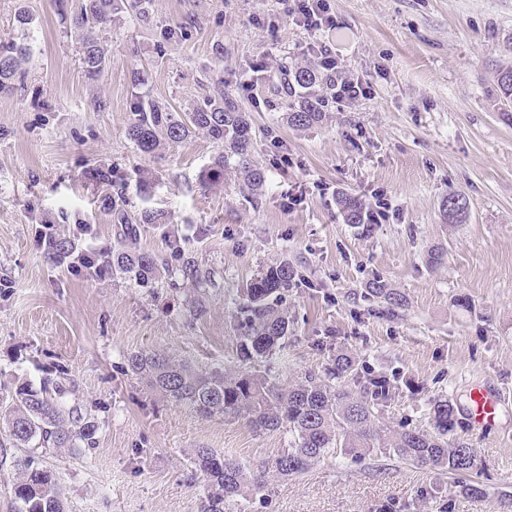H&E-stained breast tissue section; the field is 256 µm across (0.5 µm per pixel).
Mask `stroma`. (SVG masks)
Instances as JSON below:
<instances>
[{
	"label": "stroma",
	"mask_w": 512,
	"mask_h": 512,
	"mask_svg": "<svg viewBox=\"0 0 512 512\" xmlns=\"http://www.w3.org/2000/svg\"><path fill=\"white\" fill-rule=\"evenodd\" d=\"M78 4L68 0L61 16L52 0H0V36L33 47L23 84L0 93V399L19 380L59 376L69 406L96 419V446L83 456L34 452L69 512H198L205 491L194 449L254 466L286 447V434L156 398L127 362L163 350L240 367V289L282 259L298 273L286 300L293 333L257 370L285 382L321 376L337 350L351 351L363 368L397 376L385 419L421 428L433 399L465 406L476 381L509 403L493 429L454 433L483 463L481 496L449 497L451 476L392 455L332 456L240 501V512H377L387 503L395 512L446 503L493 512L512 495V104L495 81L512 68V0H330L336 26L314 33L295 24L286 0H148L145 15L120 13L103 31L108 65L95 81L78 59ZM20 9L28 25L16 22ZM318 43L370 91L339 100L318 82L327 118L296 129L284 119L280 68L315 63ZM136 71L144 85L133 84ZM218 84L252 114L259 194L230 168L221 187L201 182L218 153L203 134L155 157L125 135L135 97L183 112ZM100 166L111 182L93 178ZM299 184L300 204L285 209L283 194ZM341 193L368 204L383 197L385 218L366 229L346 223ZM449 193L468 201L456 224L439 209ZM120 196L121 220L111 206ZM147 209L160 223H142ZM46 223L84 248L134 245L168 273L140 288L47 265L36 236ZM436 245L448 256L432 271L425 260ZM189 261L201 283L180 274ZM375 276L401 291L402 308L366 294Z\"/></svg>",
	"instance_id": "1"
}]
</instances>
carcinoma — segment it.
<instances>
[{"mask_svg": "<svg viewBox=\"0 0 512 512\" xmlns=\"http://www.w3.org/2000/svg\"><path fill=\"white\" fill-rule=\"evenodd\" d=\"M144 0H82L75 20L79 35L80 60L88 78L97 79L105 69L106 53L96 29L126 8L137 9ZM33 57L32 46L0 38V92L22 80ZM288 94L296 97L288 125L300 129L323 120L325 101L312 92L318 80L316 69L291 66L284 70ZM134 118L127 128L129 140L144 154L165 144H178L202 133L219 148L203 180L224 181V167L235 162L239 178L253 193L265 182L252 161L256 134L249 113L216 86L204 103L188 112H167L141 98L133 105ZM344 219L362 223L363 201L344 194L339 199ZM468 208L464 196L446 195L441 211L447 220L462 216ZM78 250L76 241L64 233L55 236L45 261L58 265ZM104 262L115 274L139 287H150L164 267L148 253L123 247L103 253ZM296 277L288 263L269 265L245 284L246 303L238 311L239 351L243 359H270L288 343L292 321L282 307V293ZM368 293L391 307L404 305L403 295L378 277L372 278ZM128 363L131 371L152 394L182 405L196 415L243 418L256 432L288 433V447L254 471L227 459L211 448L194 450L192 463L203 476L207 494L200 512H226V505L247 499L253 492L279 477L305 472L328 454L362 458L381 453L395 455L418 467H433L455 475H479L482 463L477 450L467 442L448 439L459 425L457 406L446 398L431 401L433 431L401 423L393 427L383 421L384 407L393 386L385 376L359 371L352 354L339 352L333 367L320 378L308 375L285 384L268 373L257 371L203 370L165 353L135 352ZM62 382L35 388L22 383L10 393L7 409L0 413V430L17 448H55L74 456L94 446L98 424L90 416L67 409L61 401ZM13 483L16 512H66L65 496L54 473L20 456L14 461Z\"/></svg>", "mask_w": 512, "mask_h": 512, "instance_id": "cac0c4a2", "label": "carcinoma"}]
</instances>
